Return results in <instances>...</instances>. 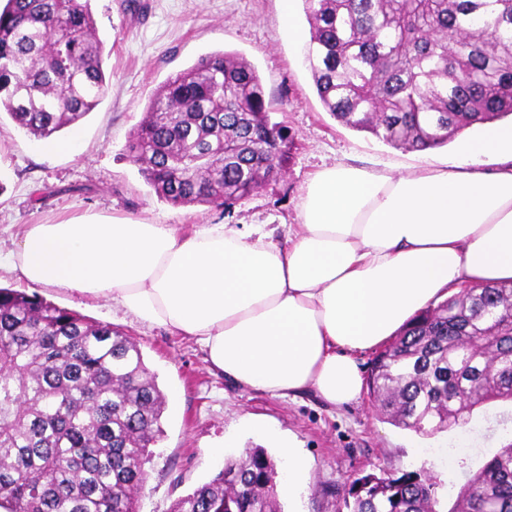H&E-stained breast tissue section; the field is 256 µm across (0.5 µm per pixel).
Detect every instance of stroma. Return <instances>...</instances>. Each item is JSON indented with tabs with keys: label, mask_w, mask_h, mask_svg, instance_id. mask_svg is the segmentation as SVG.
Returning a JSON list of instances; mask_svg holds the SVG:
<instances>
[{
	"label": "stroma",
	"mask_w": 512,
	"mask_h": 512,
	"mask_svg": "<svg viewBox=\"0 0 512 512\" xmlns=\"http://www.w3.org/2000/svg\"><path fill=\"white\" fill-rule=\"evenodd\" d=\"M293 7L290 28L280 0H90L105 43L106 93L77 126L46 140L0 117V253L16 248L27 225L90 214L180 229L264 224L282 239L288 225L300 221L303 186L323 167L351 163L399 174L441 166L460 154L458 138L427 153L406 151L338 123L322 106L304 61L305 44L293 34L308 27L302 0H293ZM216 51L240 54L256 67L270 120L286 135L282 171L227 210L174 206L158 198L129 162L128 140L155 89ZM39 294L137 342L166 396L140 512H170L176 500L223 467V456L211 455L210 447L226 441L263 445L267 425L292 437L310 464L304 491L291 496L278 489L282 512H342L345 484L399 470L431 477L436 512H451L467 479L512 443L511 402L477 408L466 424L426 436L391 424L369 393L342 407L311 391L292 398L262 395L211 370L193 341L136 320L108 301L47 288Z\"/></svg>",
	"instance_id": "stroma-1"
}]
</instances>
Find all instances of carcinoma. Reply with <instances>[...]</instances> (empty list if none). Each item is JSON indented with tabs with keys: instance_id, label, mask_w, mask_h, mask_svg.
<instances>
[{
	"instance_id": "carcinoma-1",
	"label": "carcinoma",
	"mask_w": 512,
	"mask_h": 512,
	"mask_svg": "<svg viewBox=\"0 0 512 512\" xmlns=\"http://www.w3.org/2000/svg\"><path fill=\"white\" fill-rule=\"evenodd\" d=\"M305 61L342 125L412 151L512 115V0H303ZM89 0H6L0 113L37 139L77 125L105 93ZM285 137L246 58L200 56L157 87L128 158L173 206L229 207L273 178ZM369 390L391 422L449 429L512 402V287L471 289L419 316L382 351ZM166 397L141 349L108 324L0 288V508L139 512ZM263 448L229 458L174 512H279ZM351 512H435L415 471L368 474ZM451 512H512V443L461 487Z\"/></svg>"
}]
</instances>
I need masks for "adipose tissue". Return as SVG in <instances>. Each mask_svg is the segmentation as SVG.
Listing matches in <instances>:
<instances>
[{
    "label": "adipose tissue",
    "mask_w": 512,
    "mask_h": 512,
    "mask_svg": "<svg viewBox=\"0 0 512 512\" xmlns=\"http://www.w3.org/2000/svg\"><path fill=\"white\" fill-rule=\"evenodd\" d=\"M464 150L467 161L398 175L326 167L281 241L86 219L30 225L11 266L29 287L101 298L189 338L250 390L348 405L361 354L462 289L512 283V129L467 135Z\"/></svg>",
    "instance_id": "1"
}]
</instances>
